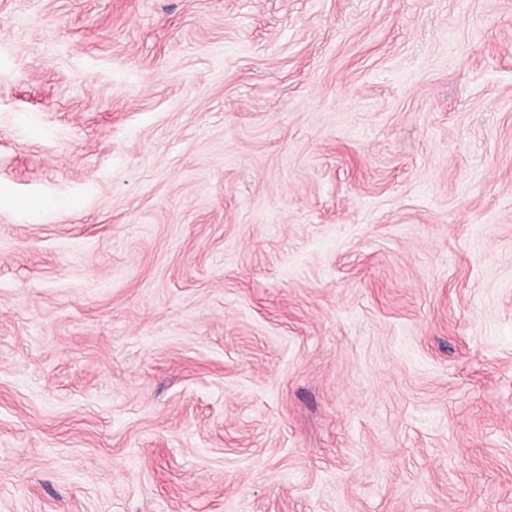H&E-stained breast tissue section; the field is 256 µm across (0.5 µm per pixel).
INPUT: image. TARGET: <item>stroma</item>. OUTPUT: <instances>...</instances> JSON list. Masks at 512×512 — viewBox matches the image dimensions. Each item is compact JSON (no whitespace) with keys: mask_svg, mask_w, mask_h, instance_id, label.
<instances>
[{"mask_svg":"<svg viewBox=\"0 0 512 512\" xmlns=\"http://www.w3.org/2000/svg\"><path fill=\"white\" fill-rule=\"evenodd\" d=\"M0 512H512V0H0Z\"/></svg>","mask_w":512,"mask_h":512,"instance_id":"35a3bbf8","label":"stroma"}]
</instances>
